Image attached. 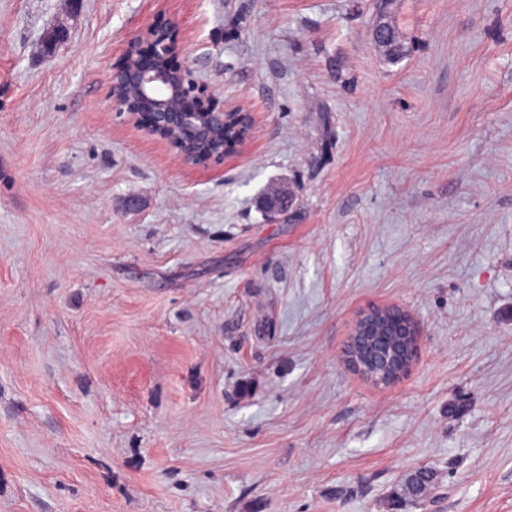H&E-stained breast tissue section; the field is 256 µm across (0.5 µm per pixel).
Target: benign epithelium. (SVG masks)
<instances>
[{"mask_svg": "<svg viewBox=\"0 0 512 512\" xmlns=\"http://www.w3.org/2000/svg\"><path fill=\"white\" fill-rule=\"evenodd\" d=\"M145 42L153 47V64L129 66V59L140 56ZM184 51L173 22L159 19L141 29L127 42L122 63L112 74V106L146 135L164 142L179 164L218 166L246 148L255 119L237 102L221 108L175 105L202 93L190 70L171 64ZM418 336V324L409 310L396 304L372 305L357 315L343 361L373 385L388 387L412 369L419 354Z\"/></svg>", "mask_w": 512, "mask_h": 512, "instance_id": "obj_1", "label": "benign epithelium"}]
</instances>
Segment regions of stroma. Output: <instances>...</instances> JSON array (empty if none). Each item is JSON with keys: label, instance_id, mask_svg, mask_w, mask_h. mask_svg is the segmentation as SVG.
Returning a JSON list of instances; mask_svg holds the SVG:
<instances>
[{"label": "stroma", "instance_id": "obj_1", "mask_svg": "<svg viewBox=\"0 0 512 512\" xmlns=\"http://www.w3.org/2000/svg\"><path fill=\"white\" fill-rule=\"evenodd\" d=\"M68 2L0 0V512H512V0ZM160 17L254 115L222 165L112 109ZM376 304L386 388L341 360ZM419 327L411 312L396 304L359 312L343 351L345 365L377 387L404 378L419 354ZM434 474L428 470L417 469L408 473L403 481L402 495L411 502H419L433 487Z\"/></svg>", "mask_w": 512, "mask_h": 512}]
</instances>
